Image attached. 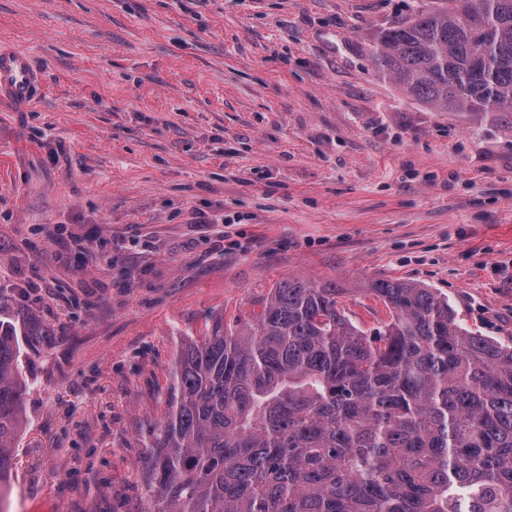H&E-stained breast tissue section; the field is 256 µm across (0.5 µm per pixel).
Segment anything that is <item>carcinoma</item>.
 Listing matches in <instances>:
<instances>
[{
  "instance_id": "carcinoma-1",
  "label": "carcinoma",
  "mask_w": 512,
  "mask_h": 512,
  "mask_svg": "<svg viewBox=\"0 0 512 512\" xmlns=\"http://www.w3.org/2000/svg\"><path fill=\"white\" fill-rule=\"evenodd\" d=\"M376 68L436 112H512V0H436L380 32ZM368 335L338 288L273 289L177 357L144 512H512V345L407 281ZM0 320V486L25 386Z\"/></svg>"
}]
</instances>
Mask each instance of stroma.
<instances>
[{"instance_id": "obj_1", "label": "stroma", "mask_w": 512, "mask_h": 512, "mask_svg": "<svg viewBox=\"0 0 512 512\" xmlns=\"http://www.w3.org/2000/svg\"><path fill=\"white\" fill-rule=\"evenodd\" d=\"M432 0H0L46 88L0 103V319L27 384L0 512H144L175 358L291 278L377 281L512 344V113L377 72ZM36 314L49 328L29 333Z\"/></svg>"}]
</instances>
